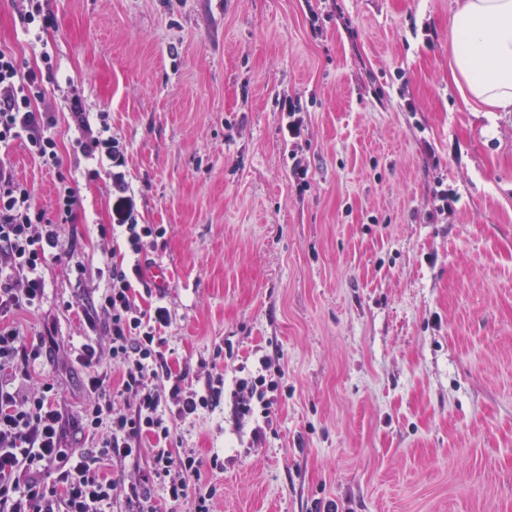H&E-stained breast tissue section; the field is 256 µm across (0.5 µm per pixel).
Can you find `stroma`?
Here are the masks:
<instances>
[{
	"instance_id": "1",
	"label": "stroma",
	"mask_w": 512,
	"mask_h": 512,
	"mask_svg": "<svg viewBox=\"0 0 512 512\" xmlns=\"http://www.w3.org/2000/svg\"><path fill=\"white\" fill-rule=\"evenodd\" d=\"M454 0H46L40 38L0 0V48L48 49L61 170L15 141L0 155L53 214L59 175L81 206L74 262L49 263L26 336L81 343L109 284L117 192L77 153L72 116L108 115L139 223L167 233L173 365L194 385L262 356L277 370L261 442L232 400L178 424L216 486L213 512H512V112H475L450 76ZM78 81L72 105L66 80ZM300 98L297 192L284 97ZM454 199L438 212V188ZM82 271H75V264ZM231 350V360L214 357ZM65 408L83 371L47 364Z\"/></svg>"
}]
</instances>
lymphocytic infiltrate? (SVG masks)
<instances>
[{"label": "lymphocytic infiltrate", "instance_id": "lymphocytic-infiltrate-1", "mask_svg": "<svg viewBox=\"0 0 512 512\" xmlns=\"http://www.w3.org/2000/svg\"><path fill=\"white\" fill-rule=\"evenodd\" d=\"M43 69H24L11 51L0 49V148L23 140L32 157L57 169L62 161L52 131L57 117L44 107L52 57L42 53ZM79 127L87 137L80 150L87 159L104 154L113 169L112 184L123 188L125 157L112 139L93 134L86 118ZM81 205L77 180L60 177L54 218L35 202L30 186L0 163V512H158L155 497L187 504L191 512H211V492L202 481L195 449L173 450L179 423L212 408L224 390L216 373L201 388L190 386L188 371L173 372L163 347L170 310L163 303L145 309L136 288L140 265L113 261L110 283L98 300L96 315L107 320V345L87 340L70 355L83 369L87 400L77 417L62 409L54 381L37 377L36 367L54 359L59 344L51 336L26 337L12 323L15 313L39 311L46 295L42 269L47 260H73L72 244L60 227ZM125 251L140 256L166 234L164 225L140 224L132 208H117ZM257 375L236 378L231 392L238 420L269 409L268 382L261 360ZM76 429L86 450L68 448V429ZM149 451L151 462L136 481L111 477V465Z\"/></svg>", "mask_w": 512, "mask_h": 512}]
</instances>
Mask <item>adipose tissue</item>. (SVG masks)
Listing matches in <instances>:
<instances>
[{
  "label": "adipose tissue",
  "instance_id": "ef3b65f1",
  "mask_svg": "<svg viewBox=\"0 0 512 512\" xmlns=\"http://www.w3.org/2000/svg\"><path fill=\"white\" fill-rule=\"evenodd\" d=\"M450 31L451 75L464 102L512 112V0H460Z\"/></svg>",
  "mask_w": 512,
  "mask_h": 512
}]
</instances>
